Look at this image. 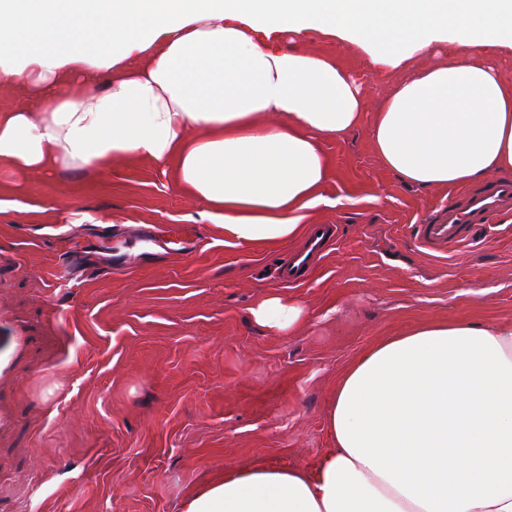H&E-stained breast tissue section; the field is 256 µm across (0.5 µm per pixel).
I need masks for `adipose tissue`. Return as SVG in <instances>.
Here are the masks:
<instances>
[{
	"label": "adipose tissue",
	"instance_id": "ef3b65f1",
	"mask_svg": "<svg viewBox=\"0 0 512 512\" xmlns=\"http://www.w3.org/2000/svg\"><path fill=\"white\" fill-rule=\"evenodd\" d=\"M313 30L412 72L370 137L402 182L449 188L512 175V0H0V166L169 167L224 243L296 236L331 176L323 145L363 121L364 91L333 57L279 43ZM300 305L252 310L281 332ZM329 448L307 467L225 469L183 512H512V324L435 322L343 373Z\"/></svg>",
	"mask_w": 512,
	"mask_h": 512
}]
</instances>
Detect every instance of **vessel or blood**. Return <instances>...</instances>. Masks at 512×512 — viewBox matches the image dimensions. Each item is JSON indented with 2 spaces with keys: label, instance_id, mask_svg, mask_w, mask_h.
Here are the masks:
<instances>
[{
  "label": "vessel or blood",
  "instance_id": "vessel-or-blood-1",
  "mask_svg": "<svg viewBox=\"0 0 512 512\" xmlns=\"http://www.w3.org/2000/svg\"><path fill=\"white\" fill-rule=\"evenodd\" d=\"M512 208V182L493 181L468 196L464 205L441 209L435 218L422 219L416 240L421 247L437 252L465 242L500 212Z\"/></svg>",
  "mask_w": 512,
  "mask_h": 512
}]
</instances>
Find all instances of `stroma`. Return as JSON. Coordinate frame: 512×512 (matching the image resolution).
I'll return each mask as SVG.
<instances>
[{
  "label": "stroma",
  "instance_id": "35a3bbf8",
  "mask_svg": "<svg viewBox=\"0 0 512 512\" xmlns=\"http://www.w3.org/2000/svg\"><path fill=\"white\" fill-rule=\"evenodd\" d=\"M297 45L362 81L369 114L405 76L314 31ZM323 148L332 203L308 221L340 239L300 285L273 269L303 236L225 246L169 167L0 168V512H181L225 468L307 466L365 351L431 322H512V211L436 257L419 218L472 186L402 183L365 123ZM272 293L303 307L291 331L255 323Z\"/></svg>",
  "mask_w": 512,
  "mask_h": 512
}]
</instances>
